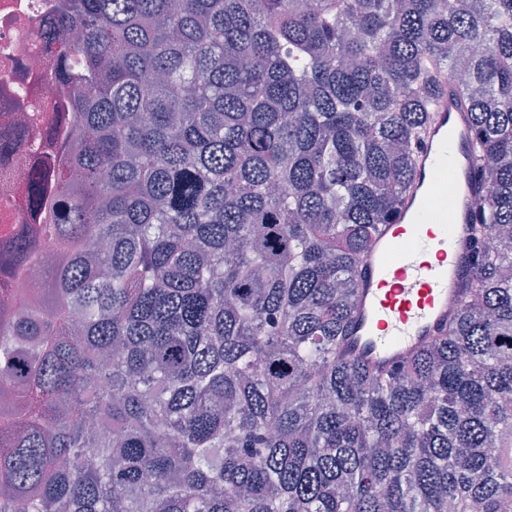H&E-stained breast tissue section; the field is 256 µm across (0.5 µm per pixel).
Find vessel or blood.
Returning a JSON list of instances; mask_svg holds the SVG:
<instances>
[{
	"mask_svg": "<svg viewBox=\"0 0 512 512\" xmlns=\"http://www.w3.org/2000/svg\"><path fill=\"white\" fill-rule=\"evenodd\" d=\"M470 141L468 114L456 100L433 113L416 176L361 259L347 348L370 367H395L457 311L473 258L470 226L483 202Z\"/></svg>",
	"mask_w": 512,
	"mask_h": 512,
	"instance_id": "vessel-or-blood-1",
	"label": "vessel or blood"
}]
</instances>
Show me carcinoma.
I'll return each mask as SVG.
<instances>
[{
	"label": "carcinoma",
	"mask_w": 512,
	"mask_h": 512,
	"mask_svg": "<svg viewBox=\"0 0 512 512\" xmlns=\"http://www.w3.org/2000/svg\"><path fill=\"white\" fill-rule=\"evenodd\" d=\"M64 2L59 158L0 235V512H512V0ZM450 94L474 263L374 369L360 258Z\"/></svg>",
	"instance_id": "cac0c4a2"
}]
</instances>
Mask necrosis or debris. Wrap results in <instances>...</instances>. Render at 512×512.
<instances>
[{"label": "necrosis or debris", "mask_w": 512, "mask_h": 512, "mask_svg": "<svg viewBox=\"0 0 512 512\" xmlns=\"http://www.w3.org/2000/svg\"><path fill=\"white\" fill-rule=\"evenodd\" d=\"M53 0H0V136L22 123L28 139L57 115L69 98L67 89L49 77L50 52L41 36ZM28 153L17 148L0 156V200L14 208L0 209V223H22L24 167Z\"/></svg>", "instance_id": "necrosis-or-debris-1"}]
</instances>
